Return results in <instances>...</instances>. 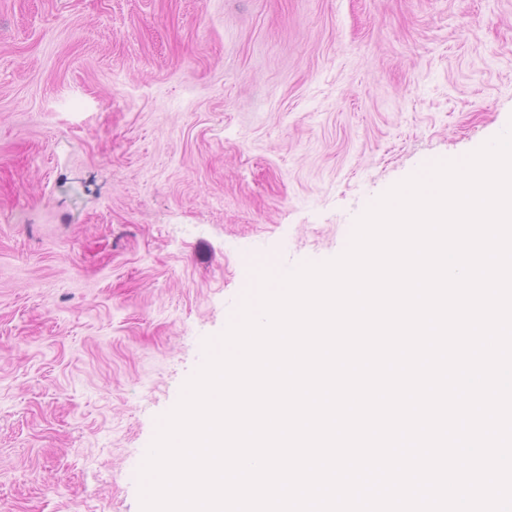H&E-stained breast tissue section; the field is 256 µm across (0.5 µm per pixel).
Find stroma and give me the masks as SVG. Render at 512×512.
<instances>
[{
  "mask_svg": "<svg viewBox=\"0 0 512 512\" xmlns=\"http://www.w3.org/2000/svg\"><path fill=\"white\" fill-rule=\"evenodd\" d=\"M512 125V0H0V512H141L256 288Z\"/></svg>",
  "mask_w": 512,
  "mask_h": 512,
  "instance_id": "1",
  "label": "stroma"
}]
</instances>
